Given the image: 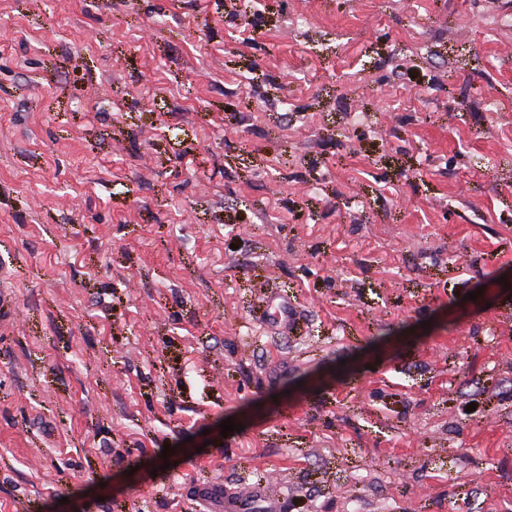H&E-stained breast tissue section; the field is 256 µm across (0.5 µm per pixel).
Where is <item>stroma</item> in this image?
<instances>
[{
	"label": "stroma",
	"instance_id": "stroma-1",
	"mask_svg": "<svg viewBox=\"0 0 512 512\" xmlns=\"http://www.w3.org/2000/svg\"><path fill=\"white\" fill-rule=\"evenodd\" d=\"M511 275L512 0H0V512H512ZM199 498L218 503L215 512H278L270 484L249 485L244 493L234 491L224 494V487L207 484L197 488Z\"/></svg>",
	"mask_w": 512,
	"mask_h": 512
}]
</instances>
